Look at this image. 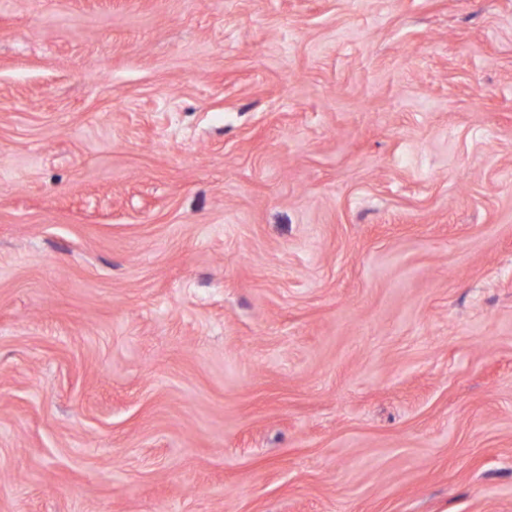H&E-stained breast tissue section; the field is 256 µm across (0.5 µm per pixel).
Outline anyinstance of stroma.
Masks as SVG:
<instances>
[{"label": "stroma", "mask_w": 512, "mask_h": 512, "mask_svg": "<svg viewBox=\"0 0 512 512\" xmlns=\"http://www.w3.org/2000/svg\"><path fill=\"white\" fill-rule=\"evenodd\" d=\"M0 512H512V0H0Z\"/></svg>", "instance_id": "obj_1"}]
</instances>
